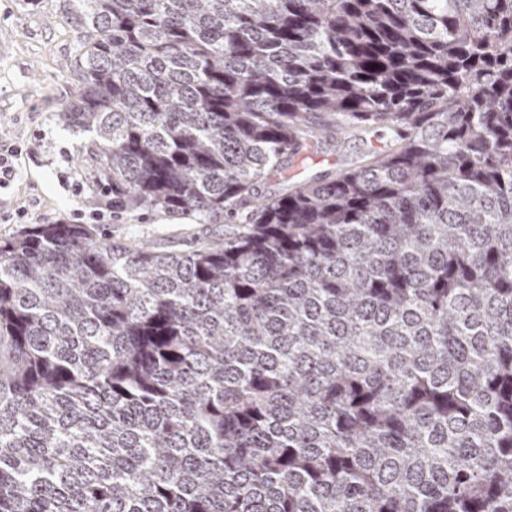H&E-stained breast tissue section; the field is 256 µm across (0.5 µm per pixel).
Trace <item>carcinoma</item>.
Masks as SVG:
<instances>
[{
	"instance_id": "1",
	"label": "carcinoma",
	"mask_w": 512,
	"mask_h": 512,
	"mask_svg": "<svg viewBox=\"0 0 512 512\" xmlns=\"http://www.w3.org/2000/svg\"><path fill=\"white\" fill-rule=\"evenodd\" d=\"M63 4L117 206L248 212L0 241V512H512V0ZM387 138L383 130L377 128H368L366 130H356L351 135H347L344 143L334 147V143L329 142L322 146L318 153L310 155L303 164L299 163V158H295L290 170H297L298 176L292 181H299L306 176L322 172L336 173L342 168H351L364 162L366 155L372 147H377Z\"/></svg>"
}]
</instances>
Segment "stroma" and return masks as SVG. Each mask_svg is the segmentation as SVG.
<instances>
[{
    "mask_svg": "<svg viewBox=\"0 0 512 512\" xmlns=\"http://www.w3.org/2000/svg\"><path fill=\"white\" fill-rule=\"evenodd\" d=\"M80 50L78 31L62 0H0V134L32 147L15 182L0 188V210L25 205L33 224L71 223L76 212L106 209L109 187L91 133L71 126L61 111L76 89L69 70ZM383 130H356L341 145L326 144L298 165L299 177L362 164ZM224 218L114 210L97 226L114 242L142 241L157 248L189 249L224 235Z\"/></svg>",
    "mask_w": 512,
    "mask_h": 512,
    "instance_id": "1",
    "label": "stroma"
}]
</instances>
